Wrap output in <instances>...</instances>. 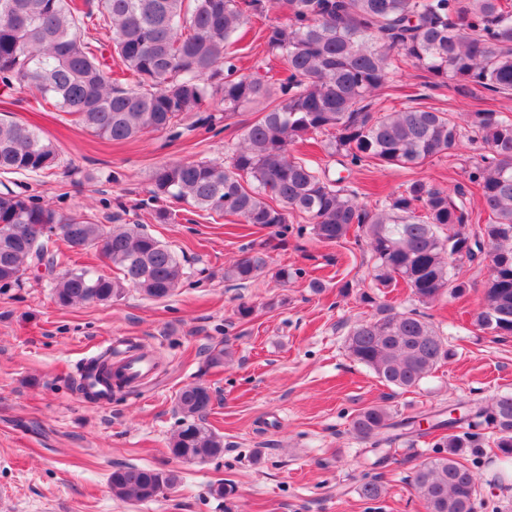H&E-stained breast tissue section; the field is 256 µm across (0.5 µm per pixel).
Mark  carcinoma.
Segmentation results:
<instances>
[{"label":"carcinoma","instance_id":"cac0c4a2","mask_svg":"<svg viewBox=\"0 0 512 512\" xmlns=\"http://www.w3.org/2000/svg\"><path fill=\"white\" fill-rule=\"evenodd\" d=\"M0 0V85L27 91L37 102L72 116L96 136L122 142L148 131H170L183 115L211 106L232 114L254 105L261 116L249 125L228 161L165 163L153 173L152 198H171L195 209L233 216L241 224L288 233V217L303 215L314 237L333 245L350 233L364 237L373 262L374 286L409 288L431 305L461 297L470 283L459 267L486 264L483 307L475 326L503 338L512 335V117L493 109L466 113L423 105L397 110L381 105L392 76L402 70L427 74L425 88L458 92L483 89L512 96V4L507 0ZM288 12L285 24L263 30L266 51L280 71L245 73L231 51L246 10L267 6ZM99 14L111 32L125 86L112 78L98 39L86 32ZM312 134L327 136V156L346 171L371 165L413 169L446 156L466 139L477 153L466 160L465 183L438 188L409 179L370 206L343 176L291 153ZM53 143L36 130L0 118V174L24 178L52 174ZM477 193L488 214L474 217ZM48 225L54 236L29 235L19 226ZM62 240L79 253L101 245L116 275L87 267L54 276L50 247ZM34 264L52 277L63 306L110 302L128 288L151 299L172 295L185 279L173 249L138 224L105 229L91 217H65L9 187L0 191V289L21 286ZM269 271L267 252L248 249L224 270V279L245 286ZM350 357L397 390L418 389L456 356L418 309L377 305L372 318L346 338ZM106 394L126 387L105 360L85 370ZM212 391L203 383L180 389L181 424L169 453L184 463H203L224 452V440L206 423ZM416 420L398 419L375 405L358 412L351 433L369 444L374 464L392 447L422 433ZM493 430L499 455L512 458V392L487 406L471 402L459 417L433 428L444 431L434 456L413 472V486L427 512H475L478 469L466 454L479 452L483 428ZM177 482L171 471L124 466L112 471L113 495L150 501Z\"/></svg>","mask_w":512,"mask_h":512}]
</instances>
